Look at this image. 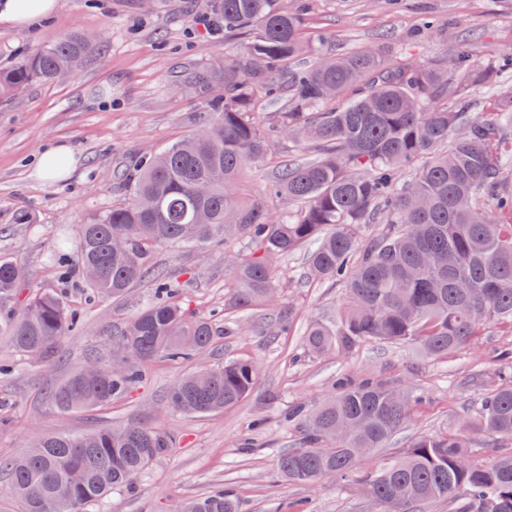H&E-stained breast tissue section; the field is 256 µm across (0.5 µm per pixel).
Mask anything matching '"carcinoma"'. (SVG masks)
Instances as JSON below:
<instances>
[{
    "instance_id": "carcinoma-1",
    "label": "carcinoma",
    "mask_w": 512,
    "mask_h": 512,
    "mask_svg": "<svg viewBox=\"0 0 512 512\" xmlns=\"http://www.w3.org/2000/svg\"><path fill=\"white\" fill-rule=\"evenodd\" d=\"M224 29L244 35L242 50L190 73L181 92L201 97L211 120L193 134L140 161L127 173L132 198L80 225L71 264L103 298L119 300L147 281L154 295L112 332L120 355L93 358L88 379L78 367L53 389L60 412L102 408L129 395L155 363L188 364L168 394L173 409L193 416L224 411L247 399L258 367L252 360L207 363L214 320L194 315L181 289L154 263L157 248H224V315L249 313L280 298L272 259L309 243L307 274L343 290L336 316L313 321L303 345L316 355L346 354L366 341L410 346L428 359L451 358L489 324L512 330V93L489 112L470 111L466 88L512 69L503 52L482 66L456 47L448 69L404 62L394 67L374 48L316 54L307 68L285 70L308 52L298 13L281 0H210ZM100 37L81 30L20 56L0 70V97L34 82L75 72ZM285 92L287 111L275 133L315 145L319 157L282 167L269 193L297 209L274 214L259 198L240 200L247 166L262 158L271 135L252 119L257 98ZM370 224L379 233L363 238ZM246 254L227 249L235 237ZM21 267L0 256V335L15 352L45 358L80 315L55 292L31 288L20 297ZM293 306L280 307L275 332L293 328ZM419 398L398 383L341 375L319 405H297L304 419L298 448L278 456L277 473L318 484L325 475L349 481L358 463L409 426ZM512 439V373L487 390L447 432L416 437L399 457L368 476L379 512H428L459 501L456 512H512V453L473 459L471 436ZM172 440L140 425L101 427L39 439L13 460L0 459L5 493L21 512H85L113 490L131 488L167 454ZM176 512H241L232 491L218 487Z\"/></svg>"
}]
</instances>
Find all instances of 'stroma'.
<instances>
[{"mask_svg":"<svg viewBox=\"0 0 512 512\" xmlns=\"http://www.w3.org/2000/svg\"><path fill=\"white\" fill-rule=\"evenodd\" d=\"M303 20L306 42L325 53L377 45L405 51L410 60L447 61L456 44L470 42L474 62L512 47V0H288ZM206 0H59L53 16L31 29L0 25V68L34 48L57 43L75 30L97 32L101 44L67 78L34 83L0 99V256L24 268L38 287L64 295L81 321L62 339L56 363L19 356L0 341V458L17 457L47 434H77L102 425H147L173 441L169 454L148 465L134 488L112 492L88 512H175L187 499L215 487L232 489L242 512H376L364 474L404 452L419 435L448 431L463 407L497 382L499 354L512 349V332L486 328L454 361L431 360L406 347L366 342L347 356L307 354L301 329L335 316L342 290L332 282L304 279L303 255L276 263L280 296L297 312L299 328L287 336L270 331L274 308L248 317L224 314V253L167 246L157 264L183 288L197 313L213 317L223 330L210 355L257 361L252 395L239 405L208 416H188L168 405L177 368L155 364L146 384L104 410L60 413L50 389L90 357L112 353V328L153 295L149 283L130 286L118 301L86 288L69 270L79 224L112 204L129 199L122 176L141 159L208 122L205 103L175 89L190 70L240 52L236 35L194 27ZM436 28L423 31V17ZM75 148L79 167L67 181L48 183L32 173L47 145ZM312 146L273 138L269 156L251 164L241 186L243 199L262 197L282 164L316 159ZM371 374L408 385L423 396L412 424L387 448L358 465L360 477L341 486L298 485L277 478L276 457L299 447V421H287L289 407L314 405L330 394L337 375Z\"/></svg>","mask_w":512,"mask_h":512,"instance_id":"obj_1","label":"stroma"}]
</instances>
